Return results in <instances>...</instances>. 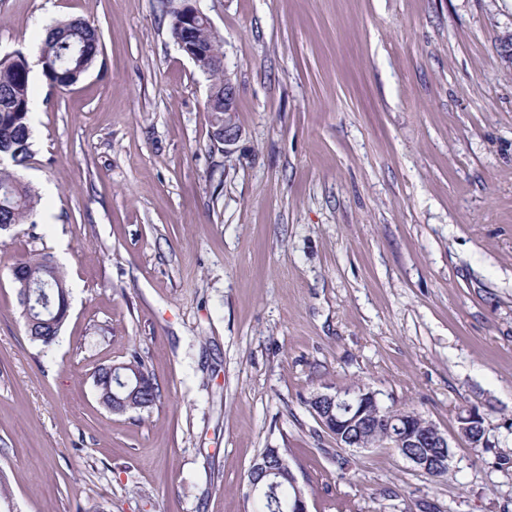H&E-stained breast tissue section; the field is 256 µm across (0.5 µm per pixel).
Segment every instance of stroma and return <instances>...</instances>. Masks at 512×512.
Here are the masks:
<instances>
[{
    "label": "stroma",
    "mask_w": 512,
    "mask_h": 512,
    "mask_svg": "<svg viewBox=\"0 0 512 512\" xmlns=\"http://www.w3.org/2000/svg\"><path fill=\"white\" fill-rule=\"evenodd\" d=\"M242 137L160 0H0V58L97 27L82 81L31 76L41 198L0 234V477L12 512H250L280 449L308 512H512V0H197ZM70 310L25 331L12 265ZM138 352L161 389L116 415L93 376ZM371 388L453 436L441 477L342 448L308 405ZM475 407L490 449L457 439ZM196 1L179 0V2H182L181 5L175 7L177 10L185 13L188 21H192L194 17L201 18L195 24L184 20L175 12L171 13L170 10L168 11L171 16L170 33L176 43L180 44V41H182L186 46L190 45L193 48L191 52L194 54L195 62L200 69H209L212 72H216L217 70L213 68H220L219 70L224 71V111L222 110L223 99L220 96L222 84L219 83L211 86V79H209L207 109L216 116L212 124L214 128L213 137L216 141H219L217 133L224 117L221 140L224 143V152L230 153L233 150L232 146L236 144L242 135V129L236 121V105L239 90L234 81L228 82L225 79L227 68L224 63V57L220 56L219 60H215L213 68L211 67L213 59L218 58L220 54L224 55L223 39L218 34L214 35L208 30L204 20L207 22L209 29L216 33L208 16L192 3ZM214 89L216 90L213 92ZM12 277L18 291L21 307L23 300L29 295L31 309L26 313L22 307L26 332L30 340L43 348L52 347L60 334L61 328L68 315H65L66 304L69 303V287L63 273L45 258H29L17 262L12 268ZM44 286L45 288H40ZM48 305H42L40 300ZM28 314L43 320H55L54 327L46 326V339H36L30 335L27 326Z\"/></svg>",
    "instance_id": "obj_1"
}]
</instances>
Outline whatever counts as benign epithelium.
<instances>
[{"label": "benign epithelium", "mask_w": 512, "mask_h": 512, "mask_svg": "<svg viewBox=\"0 0 512 512\" xmlns=\"http://www.w3.org/2000/svg\"><path fill=\"white\" fill-rule=\"evenodd\" d=\"M238 86L234 82H224V125L221 140L224 152L232 151L242 135L236 121ZM313 400L320 404L317 417L325 429L336 439V443L346 448H366L363 438L352 439V430L362 431L373 422L387 425L397 424V438L402 440V456L415 468L426 474L447 472L452 461L450 441L436 425L411 412L396 416L379 402L377 393L358 387L336 392H317ZM483 418L477 408L472 407L457 418V435L465 438L474 448H489L491 444L482 426Z\"/></svg>", "instance_id": "1"}]
</instances>
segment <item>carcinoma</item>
<instances>
[{
    "instance_id": "cac0c4a2",
    "label": "carcinoma",
    "mask_w": 512,
    "mask_h": 512,
    "mask_svg": "<svg viewBox=\"0 0 512 512\" xmlns=\"http://www.w3.org/2000/svg\"><path fill=\"white\" fill-rule=\"evenodd\" d=\"M170 33L175 42L192 47L200 69H209L212 60L224 53L223 39L212 34L204 20L195 23L171 13ZM101 52L97 29L81 18L60 21L46 29L40 43L39 61L46 78L60 87L79 82L88 72ZM30 68L21 54L0 63V154L9 158L14 170L0 169V231H7L17 224L26 223L35 213L39 195L25 183L15 168L27 163L32 154V129L29 104L32 98ZM207 109L215 114L213 133L223 123L221 85L209 87ZM12 277L19 300L30 298L31 309L23 317L33 315L43 320H53L47 326L49 336L32 339L44 347H52L67 318L69 287L63 273L45 258H29L17 262ZM93 385L98 398L112 402L115 409L125 414L152 407L160 391L138 353L134 352L113 378L103 370L94 375ZM295 488L288 477H279L278 487L270 494L252 498V512H290L289 504L295 497Z\"/></svg>"
}]
</instances>
